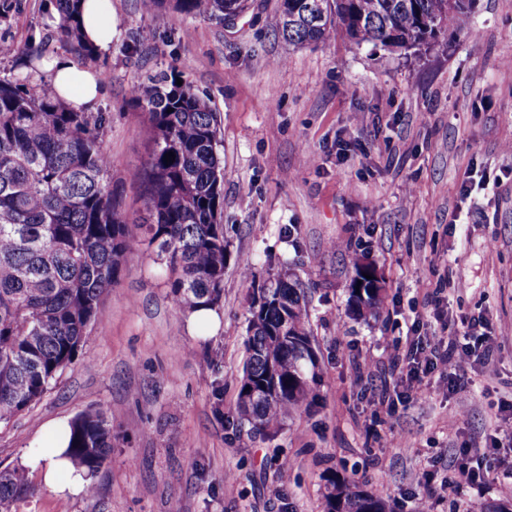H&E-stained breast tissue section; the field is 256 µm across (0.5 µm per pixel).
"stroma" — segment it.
<instances>
[{"instance_id":"stroma-1","label":"stroma","mask_w":512,"mask_h":512,"mask_svg":"<svg viewBox=\"0 0 512 512\" xmlns=\"http://www.w3.org/2000/svg\"><path fill=\"white\" fill-rule=\"evenodd\" d=\"M274 7L255 0L227 27L111 0L112 43L94 60L51 39L52 0H12L0 21V40L41 36L46 58L106 71L95 109L109 116L130 219L151 139L129 91L187 75L220 128L228 241L221 324L207 337L171 306L153 253L127 259L78 358L0 427V468L29 469L36 487L15 512H323L330 478L380 489L393 512H415L421 498L458 512L440 482L464 448L490 470L464 490L475 512L512 503L490 450L512 430V0H476L460 32L417 55L343 37L290 45L271 27ZM356 257L375 263L385 288L367 321L347 314ZM243 258L262 275L292 273L311 307L320 399L273 435L235 424L252 293ZM477 317L491 367L474 364L448 394L431 373L429 395L406 400L390 345L429 343ZM91 409L112 419L99 492H54L35 460L41 432Z\"/></svg>"}]
</instances>
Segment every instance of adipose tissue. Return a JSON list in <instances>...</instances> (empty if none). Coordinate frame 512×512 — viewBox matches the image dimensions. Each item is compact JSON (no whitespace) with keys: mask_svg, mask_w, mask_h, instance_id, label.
Here are the masks:
<instances>
[{"mask_svg":"<svg viewBox=\"0 0 512 512\" xmlns=\"http://www.w3.org/2000/svg\"><path fill=\"white\" fill-rule=\"evenodd\" d=\"M54 69V91L72 108L80 110L96 100L100 82L95 73L65 61L55 62ZM66 431V425H49L46 439L38 447L36 457L44 463L43 482L48 488L76 495L86 489L89 479L83 470L76 468L64 455L67 447Z\"/></svg>","mask_w":512,"mask_h":512,"instance_id":"1","label":"adipose tissue"}]
</instances>
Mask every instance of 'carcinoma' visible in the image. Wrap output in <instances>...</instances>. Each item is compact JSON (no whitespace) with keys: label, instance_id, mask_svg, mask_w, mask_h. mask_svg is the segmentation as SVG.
I'll return each instance as SVG.
<instances>
[{"label":"carcinoma","instance_id":"1","mask_svg":"<svg viewBox=\"0 0 512 512\" xmlns=\"http://www.w3.org/2000/svg\"><path fill=\"white\" fill-rule=\"evenodd\" d=\"M82 0H55V33L85 59L98 57L80 28ZM445 0H276L274 31L292 45L349 34L386 48L418 45L452 32L469 8L444 11ZM217 23L240 15L251 0H141L154 14L167 6ZM12 56L37 70L42 45H11ZM152 131L142 169L145 214L130 223L112 191L105 147L108 116L78 112L28 82L0 79V426L39 402L90 338L102 301L125 259L155 248L166 268L169 300L184 314L217 306L224 296L228 242L220 215L224 165L215 113L192 82L163 77L134 86ZM175 162H165V154ZM349 313L375 318L383 289L353 263ZM247 317L246 360L237 385L238 425L276 433L312 408L320 366L305 294L288 272L270 274ZM112 454V420L89 410L69 424L66 455L96 478ZM32 492L24 467L0 470V512ZM324 512H391L376 491L331 480Z\"/></svg>","mask_w":512,"mask_h":512}]
</instances>
